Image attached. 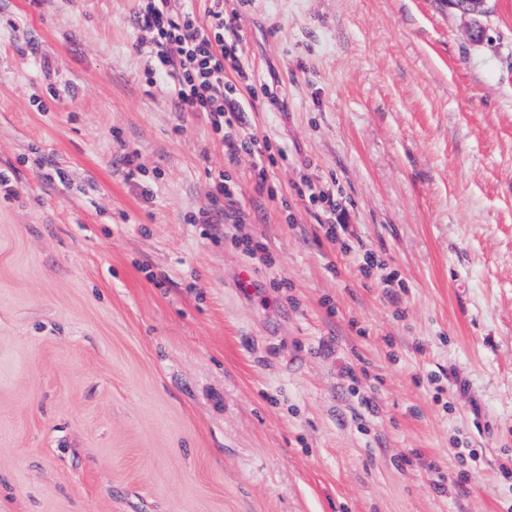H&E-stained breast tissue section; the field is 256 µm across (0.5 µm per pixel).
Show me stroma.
Wrapping results in <instances>:
<instances>
[{
    "mask_svg": "<svg viewBox=\"0 0 512 512\" xmlns=\"http://www.w3.org/2000/svg\"><path fill=\"white\" fill-rule=\"evenodd\" d=\"M137 9L0 0V512H512V0L239 8L261 171ZM453 7L464 17L469 18L467 34L472 41L482 39L484 28L481 19L489 12L490 0H452Z\"/></svg>",
    "mask_w": 512,
    "mask_h": 512,
    "instance_id": "obj_1",
    "label": "stroma"
}]
</instances>
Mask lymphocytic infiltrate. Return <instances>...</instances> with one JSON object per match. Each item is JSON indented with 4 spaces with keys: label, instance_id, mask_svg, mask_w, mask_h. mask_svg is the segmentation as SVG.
I'll return each instance as SVG.
<instances>
[{
    "label": "lymphocytic infiltrate",
    "instance_id": "obj_1",
    "mask_svg": "<svg viewBox=\"0 0 512 512\" xmlns=\"http://www.w3.org/2000/svg\"><path fill=\"white\" fill-rule=\"evenodd\" d=\"M238 18V12L226 11L224 0H211L202 20L189 0H140L136 13L138 27L148 35L147 85L165 86L180 111L205 113L229 150L258 154L264 141L245 132L235 117L243 109L242 89L252 86L240 61ZM228 71L237 84L225 80Z\"/></svg>",
    "mask_w": 512,
    "mask_h": 512
}]
</instances>
